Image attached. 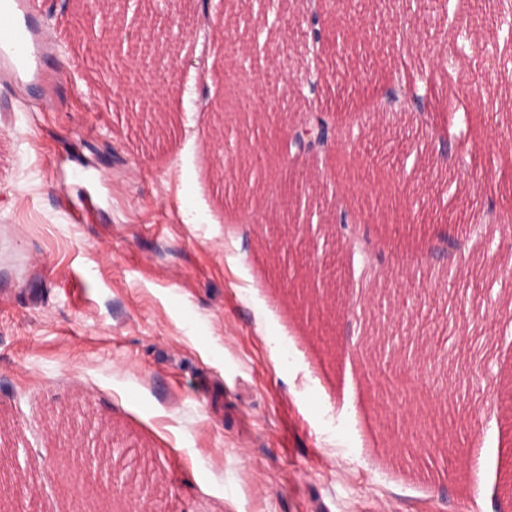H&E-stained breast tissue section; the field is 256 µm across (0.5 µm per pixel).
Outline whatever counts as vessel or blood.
<instances>
[{
    "label": "vessel or blood",
    "mask_w": 512,
    "mask_h": 512,
    "mask_svg": "<svg viewBox=\"0 0 512 512\" xmlns=\"http://www.w3.org/2000/svg\"><path fill=\"white\" fill-rule=\"evenodd\" d=\"M0 12L14 18L11 27L0 29V62L6 64L15 77L38 78L41 51L37 41V18L30 12L26 0H0Z\"/></svg>",
    "instance_id": "1"
}]
</instances>
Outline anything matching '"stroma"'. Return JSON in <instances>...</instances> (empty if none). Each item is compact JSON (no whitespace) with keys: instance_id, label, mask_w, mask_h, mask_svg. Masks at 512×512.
<instances>
[{"instance_id":"stroma-1","label":"stroma","mask_w":512,"mask_h":512,"mask_svg":"<svg viewBox=\"0 0 512 512\" xmlns=\"http://www.w3.org/2000/svg\"><path fill=\"white\" fill-rule=\"evenodd\" d=\"M57 45L48 84L0 93V489L13 512H512V265L485 273L512 233L482 230L452 260L431 249L482 215L512 181V112L468 92L499 55L479 25L450 45L428 6L410 73L457 109L430 128L377 112L340 141L356 152L341 180L324 162L289 165L288 124L308 110L310 50L283 28L311 0H237L234 39L192 35L175 82L115 87L107 62L72 44L69 0H30ZM343 65L363 84L327 91L364 110L388 74L398 0H339ZM437 57H427L430 45ZM230 112L218 117V99ZM271 121L239 125L238 109ZM250 141V188L217 182L213 163ZM466 171L433 167V143ZM319 171L317 198L293 221L310 253L284 248V180ZM472 185L454 191L459 179ZM363 213L383 250L366 285L392 298L302 318L289 291L300 264L333 250L326 228ZM387 350L360 347L375 320ZM351 351L346 384L314 370ZM119 470L115 484L82 478Z\"/></svg>"}]
</instances>
